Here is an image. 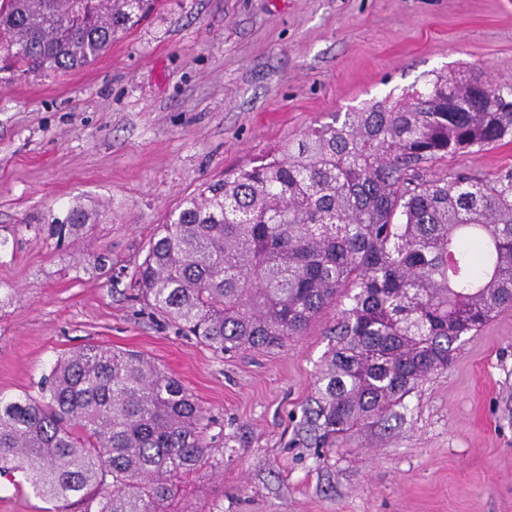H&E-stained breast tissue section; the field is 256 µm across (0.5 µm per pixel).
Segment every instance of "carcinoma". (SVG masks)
I'll list each match as a JSON object with an SVG mask.
<instances>
[{"instance_id":"obj_1","label":"carcinoma","mask_w":512,"mask_h":512,"mask_svg":"<svg viewBox=\"0 0 512 512\" xmlns=\"http://www.w3.org/2000/svg\"><path fill=\"white\" fill-rule=\"evenodd\" d=\"M158 2L0 0V49L23 74L81 69ZM511 137V80L428 75L187 198L136 283L153 313L221 353L281 347L336 310L299 432L339 449L512 309V169L424 175ZM84 227L74 207L58 232ZM210 429L166 370L88 346L38 395L0 399V477L21 475L44 512H164L223 443Z\"/></svg>"}]
</instances>
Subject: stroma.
<instances>
[{
  "label": "stroma",
  "mask_w": 512,
  "mask_h": 512,
  "mask_svg": "<svg viewBox=\"0 0 512 512\" xmlns=\"http://www.w3.org/2000/svg\"><path fill=\"white\" fill-rule=\"evenodd\" d=\"M461 65L512 78V0H162L82 70L0 71V397L37 394L89 345L160 365L225 441L166 512H512V311L463 337L398 416L323 454L296 430L331 315L284 347L224 354L135 285L150 240L206 184ZM505 167L512 142L427 172ZM75 206L85 233L58 239Z\"/></svg>",
  "instance_id": "1"
}]
</instances>
